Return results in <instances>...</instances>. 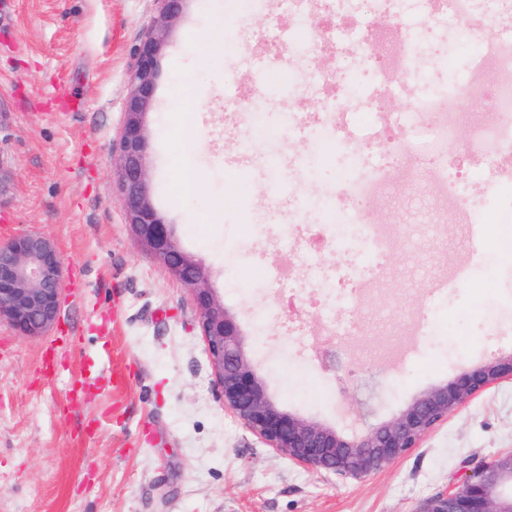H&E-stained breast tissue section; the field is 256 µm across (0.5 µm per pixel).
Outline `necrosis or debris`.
I'll list each match as a JSON object with an SVG mask.
<instances>
[{
    "mask_svg": "<svg viewBox=\"0 0 512 512\" xmlns=\"http://www.w3.org/2000/svg\"><path fill=\"white\" fill-rule=\"evenodd\" d=\"M420 24L399 23L404 9ZM292 21L286 33L264 38L266 61L284 52L307 58L331 51L333 68L289 77L288 91L302 100L321 92L319 111L293 109L289 140L301 139L305 125L323 129L321 157L337 154L336 193L300 196L290 221L329 239L338 255L355 254L371 269L381 268L391 241L366 203L431 182L438 186L437 208L457 224L475 221L472 195L490 198L496 219L512 223V0H288ZM465 20L475 48L467 52L468 76L452 86L420 79L416 59L426 38L447 22ZM411 96L410 109L399 105ZM489 114L472 120V107ZM382 144L374 153L370 144ZM462 161L448 162L449 148ZM363 274L337 268L325 278L330 297L344 302V315L329 318L330 334L349 335L358 327L355 303Z\"/></svg>",
    "mask_w": 512,
    "mask_h": 512,
    "instance_id": "1",
    "label": "necrosis or debris"
}]
</instances>
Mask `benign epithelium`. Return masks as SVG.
Returning a JSON list of instances; mask_svg holds the SVG:
<instances>
[{
	"instance_id": "7a95c632",
	"label": "benign epithelium",
	"mask_w": 512,
	"mask_h": 512,
	"mask_svg": "<svg viewBox=\"0 0 512 512\" xmlns=\"http://www.w3.org/2000/svg\"><path fill=\"white\" fill-rule=\"evenodd\" d=\"M185 2L160 0L151 30L135 50L114 167L127 224L139 246L188 288L224 409L288 459L316 471L362 479L417 447L478 393L512 381V351L462 368L415 396L390 420L361 433L303 418L270 394L236 316L209 285L203 263L181 247L150 199L147 117L154 105L165 34ZM62 280L49 238L24 234L0 246V320L21 336L46 335L59 319ZM417 512H512V452L478 466L462 487L427 498Z\"/></svg>"
}]
</instances>
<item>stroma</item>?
I'll return each mask as SVG.
<instances>
[{"mask_svg": "<svg viewBox=\"0 0 512 512\" xmlns=\"http://www.w3.org/2000/svg\"><path fill=\"white\" fill-rule=\"evenodd\" d=\"M158 0H8L0 9V246L52 240L72 288L68 312L41 338L0 321V512H416L474 468L512 450V383L440 423L389 468L324 477L268 448L225 412L188 290L136 243L113 166L135 49ZM245 39L233 64L210 0H187L158 63L149 124L151 197L235 313L272 396L288 410L357 431L461 367L512 350V266L490 238L473 260L464 227L437 220L427 185L371 202L376 223L405 225L365 284L345 377L319 371L327 337L311 263L296 259L293 308L258 279L282 262L295 229L270 198L263 159L287 138L242 153L224 121L228 94L251 97ZM196 150L195 195L172 189L168 132ZM469 264L471 278L445 287ZM105 318L108 330L90 326Z\"/></svg>", "mask_w": 512, "mask_h": 512, "instance_id": "35a3bbf8", "label": "stroma"}]
</instances>
